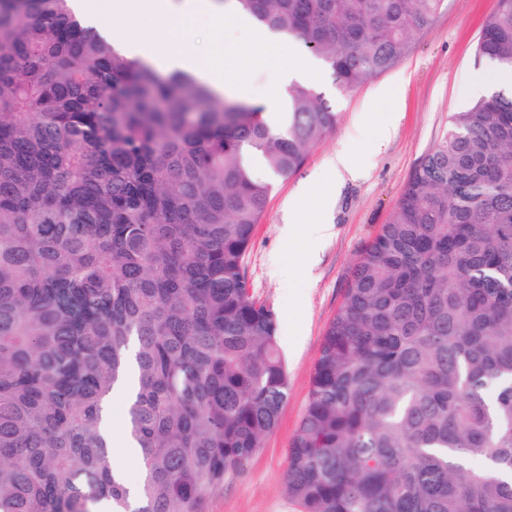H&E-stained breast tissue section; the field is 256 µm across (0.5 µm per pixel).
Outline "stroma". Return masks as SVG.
Instances as JSON below:
<instances>
[{"label":"stroma","mask_w":512,"mask_h":512,"mask_svg":"<svg viewBox=\"0 0 512 512\" xmlns=\"http://www.w3.org/2000/svg\"><path fill=\"white\" fill-rule=\"evenodd\" d=\"M497 2L446 0L431 25L414 32L412 49L399 64L352 90L337 89L326 75L316 81L335 105L336 127L294 175L275 181L245 259L254 298L277 315L288 399L262 448L211 493L209 512H298L285 486L286 448L307 405L323 336L341 306L351 268L389 220L411 173L447 133L449 116L471 104L474 75L491 73V63H476L474 49ZM384 87L395 88L396 96L379 97ZM395 111L401 114L395 133L379 140V127ZM339 152L351 155L361 176L346 182L325 214L333 235L317 246L289 238V201L302 196L318 203L335 183L329 161ZM276 258L293 261L295 274L274 276ZM296 330L302 340L289 344Z\"/></svg>","instance_id":"1"}]
</instances>
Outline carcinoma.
<instances>
[{
  "label": "carcinoma",
  "mask_w": 512,
  "mask_h": 512,
  "mask_svg": "<svg viewBox=\"0 0 512 512\" xmlns=\"http://www.w3.org/2000/svg\"><path fill=\"white\" fill-rule=\"evenodd\" d=\"M445 0H235L342 90ZM512 73V0L475 48ZM336 126L309 83L276 125L109 46L68 0H0V512H207L288 397L244 258L273 180ZM135 371L129 500L102 405ZM299 512H512V94L448 120L367 245L286 448Z\"/></svg>",
  "instance_id": "cac0c4a2"
}]
</instances>
